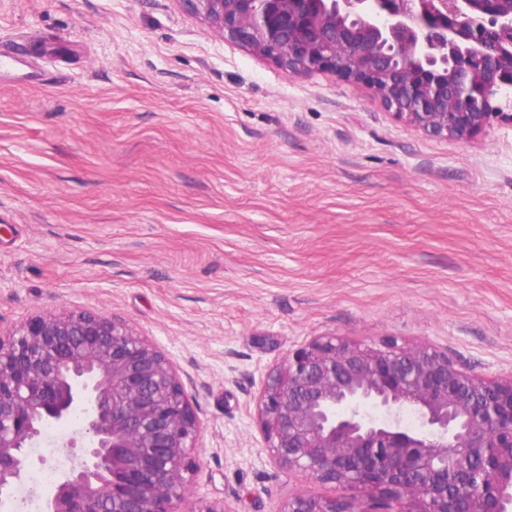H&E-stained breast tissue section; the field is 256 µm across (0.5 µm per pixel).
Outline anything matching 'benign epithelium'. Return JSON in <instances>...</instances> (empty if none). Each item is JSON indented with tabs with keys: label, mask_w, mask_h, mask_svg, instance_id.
Instances as JSON below:
<instances>
[{
	"label": "benign epithelium",
	"mask_w": 512,
	"mask_h": 512,
	"mask_svg": "<svg viewBox=\"0 0 512 512\" xmlns=\"http://www.w3.org/2000/svg\"><path fill=\"white\" fill-rule=\"evenodd\" d=\"M182 2L291 76L330 72L372 89L425 136L467 141L512 126V0ZM256 410L280 469L340 490L295 493L278 512L512 508V376L463 371L428 345L317 336L269 372ZM76 417L88 437L81 464L45 512H231L223 499L179 510L193 497L199 423L145 337L69 310L0 332V498L45 428Z\"/></svg>",
	"instance_id": "1"
}]
</instances>
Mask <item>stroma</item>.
<instances>
[{"label": "stroma", "mask_w": 512, "mask_h": 512, "mask_svg": "<svg viewBox=\"0 0 512 512\" xmlns=\"http://www.w3.org/2000/svg\"><path fill=\"white\" fill-rule=\"evenodd\" d=\"M129 324L197 406L194 496L277 512L267 373L313 337L512 376V127L415 132L291 76L182 0H0V327Z\"/></svg>", "instance_id": "1"}]
</instances>
